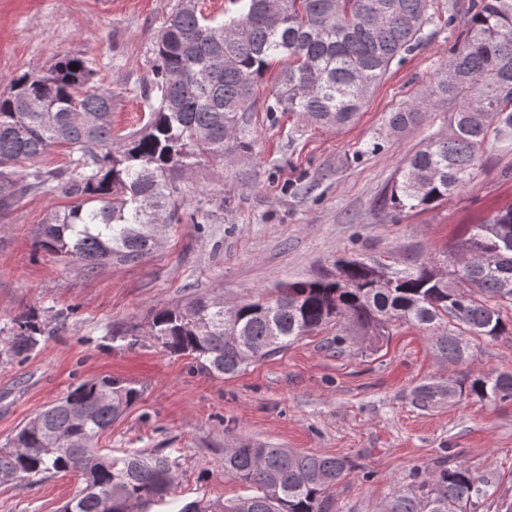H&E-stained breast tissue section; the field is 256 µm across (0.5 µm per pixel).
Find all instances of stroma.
<instances>
[{"instance_id": "stroma-1", "label": "stroma", "mask_w": 512, "mask_h": 512, "mask_svg": "<svg viewBox=\"0 0 512 512\" xmlns=\"http://www.w3.org/2000/svg\"><path fill=\"white\" fill-rule=\"evenodd\" d=\"M176 2L0 0V92L23 72L78 57L112 92L115 133L141 129L156 35ZM461 32L427 26L421 48L392 64L355 122L340 129L266 112L274 84L265 78L247 114L250 150L201 159L188 171L182 222L160 227L156 247L138 262L87 274L37 249L33 228L68 204L56 183L1 213L0 328L32 310L54 333L29 356L0 361V446L81 381L113 376L141 395L99 447L148 449L179 462L165 498L139 512L243 494L224 475L225 449L243 444L349 460L333 492L336 512H382L411 488L416 471L459 464L512 494V402L457 396L422 409L413 395L429 381L512 372V335L471 338L467 359L451 366L424 328L396 324L374 341L332 322L229 377L196 370L191 357L146 334L158 310L199 298L232 306L332 273L342 257L394 270L430 262L452 274L467 228L512 204V132L490 137L469 184L439 205L399 212L384 199L406 160L450 132L446 100L423 106L419 122L402 132L388 120L444 69ZM339 335L349 342L343 353L332 344ZM81 485L76 473L0 484V512H61Z\"/></svg>"}]
</instances>
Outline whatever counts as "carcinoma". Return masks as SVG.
<instances>
[{
	"label": "carcinoma",
	"mask_w": 512,
	"mask_h": 512,
	"mask_svg": "<svg viewBox=\"0 0 512 512\" xmlns=\"http://www.w3.org/2000/svg\"><path fill=\"white\" fill-rule=\"evenodd\" d=\"M234 15L206 16L197 0H179L155 40L150 82L159 93L141 131L122 141L112 134V94L94 85L95 70L68 58L44 71L33 68L0 94V212L55 181L71 199L34 229L37 245L71 259L88 273L118 261L135 262L152 250L155 225L179 223L180 182L201 158L250 150L244 117L255 87L270 68L275 92L267 112H295L326 128L352 122L394 60L416 50L424 28L453 25L440 0H231ZM462 44L426 93L455 103L451 133L431 138L410 156L389 195L398 210L425 209L470 182L478 153L493 134L512 130V0H472ZM209 73L203 81L199 72ZM421 116L412 102L391 113L400 132ZM77 155L71 167L25 169L51 147ZM512 205L475 224L462 245L480 258L452 280L421 263L370 277L368 263L336 261V273L279 284L233 307L195 300L163 309L148 336L166 351L194 358L203 372L238 373L248 362L282 350L332 321H351L374 339L395 323L432 331L450 365L466 355V335L512 334ZM45 327L35 311L17 315L0 357L24 358ZM465 393L479 400L512 401V372L481 374L466 386L419 385L414 399L431 408ZM140 393L112 377L83 381L24 425L0 448V478H44L89 466L83 487L63 512H134L163 497L176 480L167 455L103 453L98 436ZM82 410L85 419L73 420ZM68 436V444L58 436ZM350 470L345 458L299 455L285 448L242 445L224 453L225 476L250 494L224 502L190 504L180 512H334L331 489ZM417 489L392 496L383 512H467L487 500L512 512V497L461 465L415 474Z\"/></svg>",
	"instance_id": "carcinoma-1"
}]
</instances>
